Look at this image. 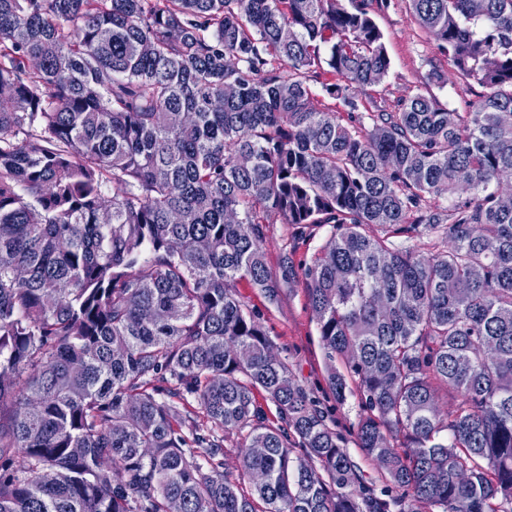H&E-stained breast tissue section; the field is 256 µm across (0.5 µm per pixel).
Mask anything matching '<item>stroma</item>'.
<instances>
[{"label":"stroma","instance_id":"obj_1","mask_svg":"<svg viewBox=\"0 0 512 512\" xmlns=\"http://www.w3.org/2000/svg\"><path fill=\"white\" fill-rule=\"evenodd\" d=\"M373 17L391 61L385 80L376 89L377 100L391 109L401 98L427 91L455 111H469L482 92L481 86L459 79L443 86L430 81L432 70L447 69L448 60L438 52L427 33L412 21L408 0H390L388 6L375 9ZM331 231L328 224L310 227L276 222L267 225L264 248L272 273L281 275L283 267L288 266L293 274L288 282L282 283L277 299H269L244 280L237 283L236 293L257 314L275 352L287 363L296 382L328 413L364 480L379 486L383 483L381 471L356 440L355 423L363 412L360 395L349 393L346 400L340 402L330 388L317 324L302 277L304 264Z\"/></svg>","mask_w":512,"mask_h":512}]
</instances>
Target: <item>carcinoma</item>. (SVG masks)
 <instances>
[{"label":"carcinoma","mask_w":512,"mask_h":512,"mask_svg":"<svg viewBox=\"0 0 512 512\" xmlns=\"http://www.w3.org/2000/svg\"><path fill=\"white\" fill-rule=\"evenodd\" d=\"M387 2L0 0V512H512V0H408L469 112L377 103ZM275 218L333 225L303 277L378 490L235 293L277 296Z\"/></svg>","instance_id":"carcinoma-1"}]
</instances>
